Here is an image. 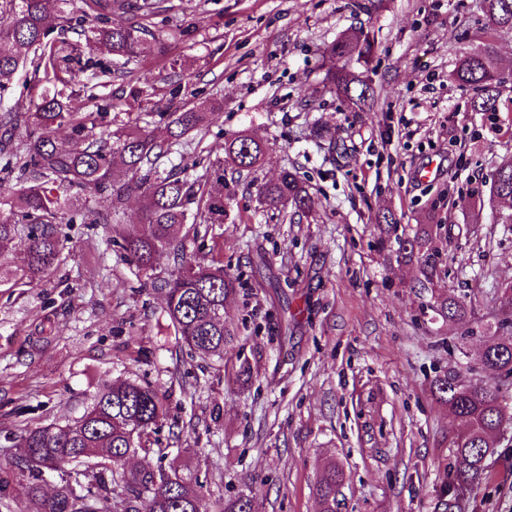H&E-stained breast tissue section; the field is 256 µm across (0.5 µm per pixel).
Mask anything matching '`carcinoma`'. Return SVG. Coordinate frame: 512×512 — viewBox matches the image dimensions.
<instances>
[{
  "label": "carcinoma",
  "instance_id": "cac0c4a2",
  "mask_svg": "<svg viewBox=\"0 0 512 512\" xmlns=\"http://www.w3.org/2000/svg\"><path fill=\"white\" fill-rule=\"evenodd\" d=\"M118 9L133 16L153 13L152 0H119ZM112 14V0H0V91L7 88L20 68L43 70L40 102L32 112H20L0 102V148L12 154L19 188L0 189V277L5 281L30 282L42 278L57 262L61 248L58 220L73 222L77 216L92 224L120 220L118 204L137 192L142 198L139 223L121 234V248L143 274L153 270L156 253L167 250L176 265L169 277L154 282L166 291V314L184 347L202 360L217 358L231 364L238 377L251 373V363L241 357L238 334L224 320L225 303L235 294L238 279L214 263L205 265L187 256L177 230L186 224H222L229 218L224 193L204 194L199 180L182 171L161 170L159 160L188 145L187 137L205 129L209 113L182 108L167 115L166 137L155 139L143 127L117 124L106 118L119 109L95 93L87 95L88 111L72 112L67 101L76 85L81 47L65 38H50L52 19L67 20L85 9ZM485 28L492 33L512 30V0H483ZM140 24H114L107 18L94 30L95 47L103 54L127 62L151 50L142 38ZM375 52L369 35L357 31L332 45L328 75L336 90L352 108L372 105L374 91L367 80L349 71L342 59L357 55L369 64ZM457 83L473 92L475 112H496L500 81L494 48L486 42L465 53L454 73ZM28 129L22 144L15 143L20 127ZM68 127L67 139L57 131ZM266 143L242 132L224 143V158L212 163L205 176L224 182V164L239 170L255 167ZM120 165L127 182L112 179ZM490 190L501 202L512 200V158L500 163L491 175ZM108 192L112 214L95 216L83 211V197ZM261 206L292 207L310 212L315 201L296 175L284 170L278 179L257 188ZM27 221L23 246L26 266L14 272L4 269L3 253L18 237L15 217ZM403 258L417 264L422 288L442 287L439 253L433 227L420 224L411 236L399 241ZM430 310L444 321H463L466 304L448 292L434 296ZM481 365L512 374V340L493 342ZM437 400L448 406L460 423L458 439L451 444L448 485L438 496L441 512H467L469 501L459 497L479 482L488 468L486 448L492 435L512 423L496 384L487 381L470 392L455 387L448 377L436 376ZM166 394L145 381L117 379L99 388L83 413L65 423L52 422L23 428L10 438L17 456L11 466H0V512H23L21 504L36 502L38 512H258L255 497L241 493L211 498L206 482L194 473L183 474L162 464L127 467V459L148 454L145 438L166 413ZM58 474L53 495L43 494L46 472ZM120 476L126 494L112 496V481ZM343 469L329 464L317 482L321 512H336V488Z\"/></svg>",
  "mask_w": 512,
  "mask_h": 512
}]
</instances>
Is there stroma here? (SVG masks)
Wrapping results in <instances>:
<instances>
[{
    "instance_id": "obj_1",
    "label": "stroma",
    "mask_w": 512,
    "mask_h": 512,
    "mask_svg": "<svg viewBox=\"0 0 512 512\" xmlns=\"http://www.w3.org/2000/svg\"><path fill=\"white\" fill-rule=\"evenodd\" d=\"M95 23L94 12L77 14L64 36L83 47L82 83L124 99L118 123L161 139L163 114L212 109L161 168L202 175L241 132L267 144L254 169L205 185L229 194L230 221L202 240L179 231L187 253L237 276L226 319L253 377L237 381L180 346L151 283L173 270L169 252L147 277L121 261V225L60 224L54 267L0 286V463L13 461L19 428L78 417L99 387L130 377L170 393L151 454L134 464L196 472L216 496L252 492L258 512H319L315 485L333 461L345 473L336 512H434L460 426L433 380L477 368L491 337L512 338L493 318L512 283V224L489 199L493 171L512 155V32L492 38L502 94L482 113L452 77L482 43V0H160L147 26L161 47L124 72L89 42ZM359 27L375 55L347 66L372 79L370 112L326 79L325 49ZM175 58L185 68L172 70ZM430 163L438 177L420 178ZM285 169L314 212L260 206L258 186ZM386 212L389 230L378 222ZM420 224L437 225L442 278L469 321L434 317L417 265L398 258L399 239ZM471 502L512 512V430Z\"/></svg>"
}]
</instances>
